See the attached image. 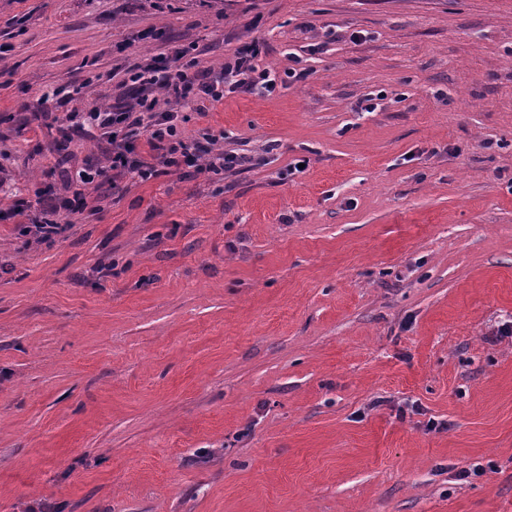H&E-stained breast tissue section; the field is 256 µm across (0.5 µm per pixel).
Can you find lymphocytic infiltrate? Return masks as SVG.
<instances>
[{
  "instance_id": "1",
  "label": "lymphocytic infiltrate",
  "mask_w": 512,
  "mask_h": 512,
  "mask_svg": "<svg viewBox=\"0 0 512 512\" xmlns=\"http://www.w3.org/2000/svg\"><path fill=\"white\" fill-rule=\"evenodd\" d=\"M264 52L263 44L255 41L234 49L219 68L204 69L199 65L200 49L192 44L174 49L164 59L153 58L120 71L119 86L131 87L133 95L125 104L90 110L107 163L80 171L82 185L108 186L117 193L120 180L129 175L146 182L170 168L202 174L252 166V158L233 152L205 159L209 145L220 137L208 131L203 141H189L182 130L183 112L205 114L209 105L222 102L230 93L274 92L277 81L262 64ZM76 211L70 201L45 191L35 200L19 201L0 218L24 219L23 231L29 238L48 242L64 232L62 217Z\"/></svg>"
}]
</instances>
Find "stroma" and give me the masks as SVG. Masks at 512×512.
Segmentation results:
<instances>
[{
	"label": "stroma",
	"instance_id": "1",
	"mask_svg": "<svg viewBox=\"0 0 512 512\" xmlns=\"http://www.w3.org/2000/svg\"><path fill=\"white\" fill-rule=\"evenodd\" d=\"M152 27L302 76L187 113L256 168L0 222V512H512V0H0V204ZM83 205L82 201L78 206H73L70 201L59 198L51 191H39L34 203L22 199L8 211H0V220L25 218L28 222L17 221L15 224H24L22 230L30 239L48 242L65 231L66 224H61V218L79 213Z\"/></svg>",
	"mask_w": 512,
	"mask_h": 512
}]
</instances>
